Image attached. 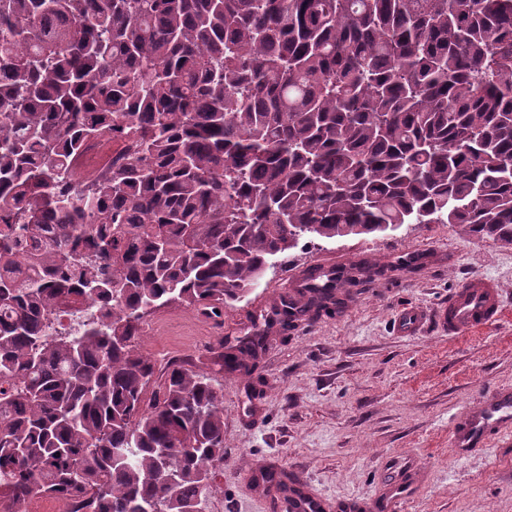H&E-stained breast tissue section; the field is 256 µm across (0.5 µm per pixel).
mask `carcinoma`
Segmentation results:
<instances>
[{
    "instance_id": "obj_1",
    "label": "carcinoma",
    "mask_w": 512,
    "mask_h": 512,
    "mask_svg": "<svg viewBox=\"0 0 512 512\" xmlns=\"http://www.w3.org/2000/svg\"><path fill=\"white\" fill-rule=\"evenodd\" d=\"M101 134L135 149L71 185ZM403 224L512 243V0H0V512H195L222 395L147 394L143 319Z\"/></svg>"
}]
</instances>
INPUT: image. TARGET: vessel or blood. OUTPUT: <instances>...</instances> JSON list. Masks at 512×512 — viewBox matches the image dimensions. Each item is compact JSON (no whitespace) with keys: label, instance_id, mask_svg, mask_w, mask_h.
Masks as SVG:
<instances>
[{"label":"vessel or blood","instance_id":"vessel-or-blood-1","mask_svg":"<svg viewBox=\"0 0 512 512\" xmlns=\"http://www.w3.org/2000/svg\"><path fill=\"white\" fill-rule=\"evenodd\" d=\"M341 271V264L328 261L316 266L311 274L291 276L288 296L297 299L305 288L325 278L334 279ZM502 309V296L497 284L485 277L472 276L434 310L403 307L395 319L394 328L403 336L422 333L431 326L454 335L495 324L502 316ZM511 436L512 388L508 386L484 393L475 406L454 418L448 428L449 443L461 456L472 455L491 442H500ZM424 477L421 467L407 461L383 484L373 500H350L334 506L298 479L284 493L281 512H328L332 507L338 512H401L403 503L420 490Z\"/></svg>","mask_w":512,"mask_h":512}]
</instances>
